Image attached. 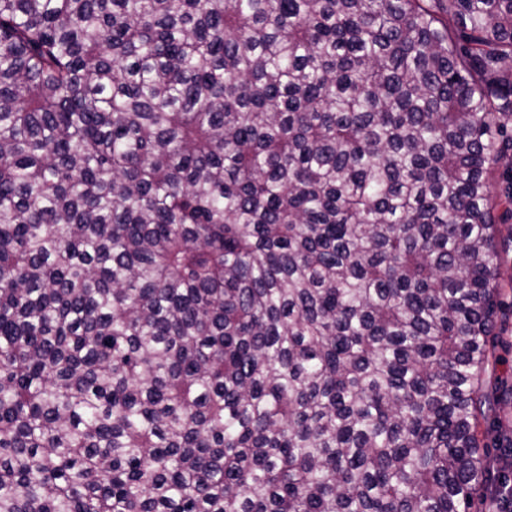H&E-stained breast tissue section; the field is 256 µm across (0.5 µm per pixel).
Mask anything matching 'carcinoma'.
<instances>
[{
	"label": "carcinoma",
	"mask_w": 512,
	"mask_h": 512,
	"mask_svg": "<svg viewBox=\"0 0 512 512\" xmlns=\"http://www.w3.org/2000/svg\"><path fill=\"white\" fill-rule=\"evenodd\" d=\"M512 0H0V512H468Z\"/></svg>",
	"instance_id": "cac0c4a2"
}]
</instances>
